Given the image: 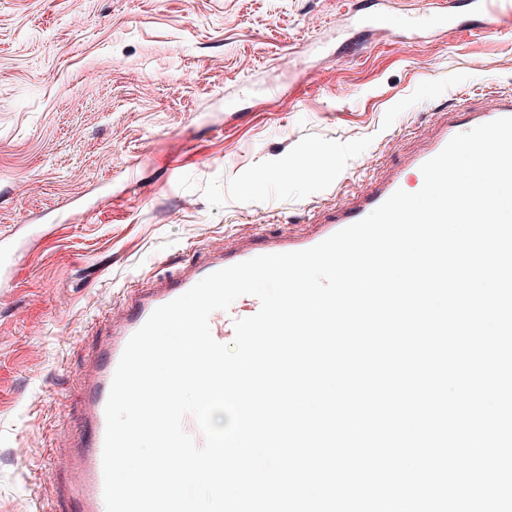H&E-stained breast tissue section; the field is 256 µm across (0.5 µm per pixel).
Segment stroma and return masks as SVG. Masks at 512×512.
I'll return each instance as SVG.
<instances>
[{
    "mask_svg": "<svg viewBox=\"0 0 512 512\" xmlns=\"http://www.w3.org/2000/svg\"><path fill=\"white\" fill-rule=\"evenodd\" d=\"M348 3L0 0V512H62L47 459L129 286L307 237L459 100L512 95V32L401 42L440 0L368 32Z\"/></svg>",
    "mask_w": 512,
    "mask_h": 512,
    "instance_id": "stroma-1",
    "label": "stroma"
}]
</instances>
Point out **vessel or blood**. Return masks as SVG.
I'll return each mask as SVG.
<instances>
[{
  "label": "vessel or blood",
  "instance_id": "1",
  "mask_svg": "<svg viewBox=\"0 0 512 512\" xmlns=\"http://www.w3.org/2000/svg\"><path fill=\"white\" fill-rule=\"evenodd\" d=\"M469 10L461 14L445 8L438 16L440 27L452 26L462 32L496 29L512 31V0H469ZM459 115L471 126H479L503 117H512V96L489 99L483 108L460 105ZM458 124L449 121L430 142L429 147L408 162L406 170L393 173L387 180L368 184L351 203L338 208L335 215L323 223L312 236L291 239L285 236L250 237L238 249L210 256L203 261L184 266L177 276L158 288H134L128 291L127 314L110 337L106 347L95 350V373L84 382V395L74 429L75 447L68 465L73 480L60 485L58 497L70 502L71 512H106L103 488L102 455L106 430L105 405L114 372L129 339L158 307L189 291L208 275L266 254L306 250L326 240L336 232L362 220L385 202L397 190L407 189L408 173H420L424 163L438 155L456 135ZM259 300L243 296L238 305L226 311H215L209 317V328L216 341L233 335L237 319L254 315Z\"/></svg>",
  "mask_w": 512,
  "mask_h": 512
}]
</instances>
